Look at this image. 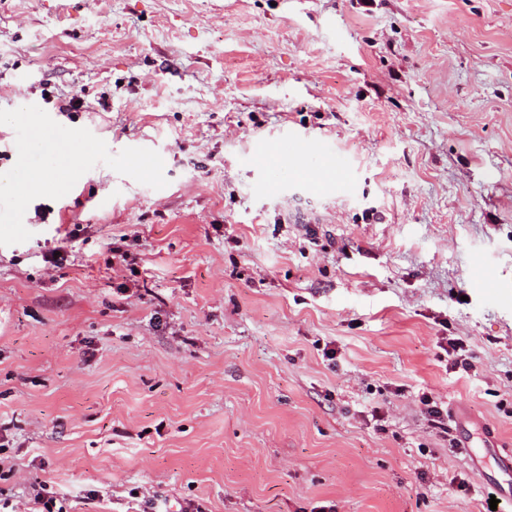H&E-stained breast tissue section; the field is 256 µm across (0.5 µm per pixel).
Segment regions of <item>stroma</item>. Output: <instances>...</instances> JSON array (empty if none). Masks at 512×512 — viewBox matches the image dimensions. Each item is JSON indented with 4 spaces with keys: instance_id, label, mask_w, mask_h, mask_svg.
I'll return each mask as SVG.
<instances>
[{
    "instance_id": "obj_1",
    "label": "stroma",
    "mask_w": 512,
    "mask_h": 512,
    "mask_svg": "<svg viewBox=\"0 0 512 512\" xmlns=\"http://www.w3.org/2000/svg\"><path fill=\"white\" fill-rule=\"evenodd\" d=\"M510 448L512 0H0V505L512 512ZM448 348H443L448 353V367L451 370L455 369L468 372L472 370L474 365L467 354L468 350L465 349L466 344L462 338H448Z\"/></svg>"
}]
</instances>
